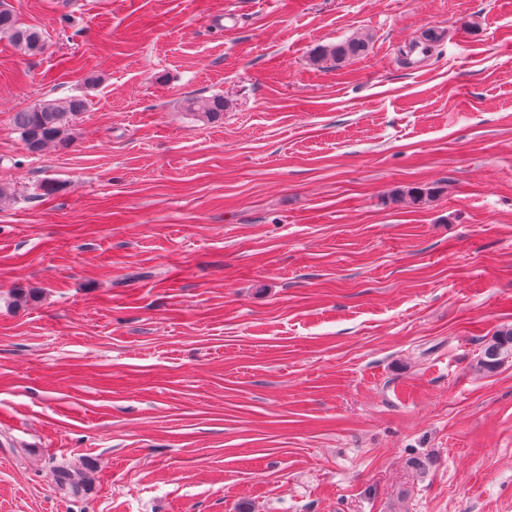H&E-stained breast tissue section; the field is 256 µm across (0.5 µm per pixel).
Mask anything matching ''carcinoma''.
Instances as JSON below:
<instances>
[{"label": "carcinoma", "mask_w": 512, "mask_h": 512, "mask_svg": "<svg viewBox=\"0 0 512 512\" xmlns=\"http://www.w3.org/2000/svg\"><path fill=\"white\" fill-rule=\"evenodd\" d=\"M0 37L7 38L16 49L24 54H34L44 47L40 32L21 26L9 9L0 6ZM366 39L352 38L336 45L319 46L313 58L318 62L332 60L341 63L365 51ZM89 104L81 97H66L43 100L40 103L18 112L14 125L28 152H40L54 143L61 148L71 144L69 127L77 115L86 111ZM186 111L198 119H213L224 111V98L191 99ZM512 359V328L496 332L482 348L479 364L486 372H492L505 361ZM76 472L67 464H59L54 469V478L61 488L76 484Z\"/></svg>", "instance_id": "carcinoma-1"}]
</instances>
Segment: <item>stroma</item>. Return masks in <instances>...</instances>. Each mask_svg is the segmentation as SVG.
<instances>
[{
    "instance_id": "1",
    "label": "stroma",
    "mask_w": 512,
    "mask_h": 512,
    "mask_svg": "<svg viewBox=\"0 0 512 512\" xmlns=\"http://www.w3.org/2000/svg\"><path fill=\"white\" fill-rule=\"evenodd\" d=\"M6 2L0 512H512V0ZM0 37H6L16 49L24 54L40 52L44 47V38L32 28L22 27L8 8L0 5ZM366 43L364 38H352L336 45L318 46L314 50L313 58L317 62L332 60L340 64L346 59L361 55L365 51ZM88 107L87 100L81 97L47 99L16 112L14 125L30 153L40 152L51 143L67 148L71 144L69 127ZM186 111L197 119H213L224 112V99L221 96L190 99ZM508 359H512V328H503L485 343L479 364L482 370L493 372Z\"/></svg>"
}]
</instances>
